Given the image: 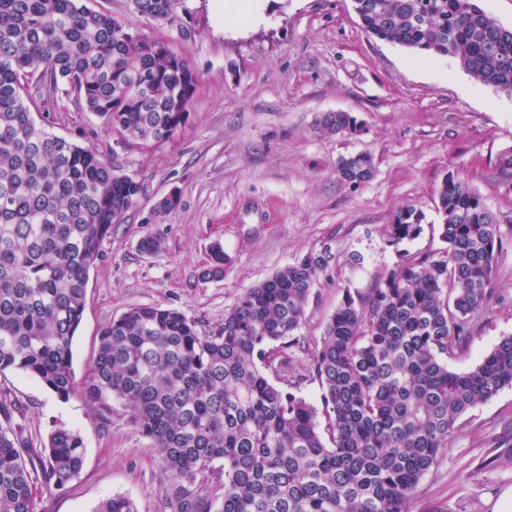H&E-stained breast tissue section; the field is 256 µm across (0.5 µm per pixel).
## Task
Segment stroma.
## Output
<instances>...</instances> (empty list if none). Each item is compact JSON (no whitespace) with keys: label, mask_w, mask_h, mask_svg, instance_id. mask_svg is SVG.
<instances>
[{"label":"stroma","mask_w":512,"mask_h":512,"mask_svg":"<svg viewBox=\"0 0 512 512\" xmlns=\"http://www.w3.org/2000/svg\"><path fill=\"white\" fill-rule=\"evenodd\" d=\"M185 0L190 38L148 23L130 0H85L125 19L183 54L198 85L185 124L147 151L116 144L100 120L66 98L53 132L92 146L120 173L144 186L137 205L113 225L89 271L86 307L72 342L76 383L89 375L101 328L137 306L175 308L200 332L215 330L245 291L306 253L332 260L311 289L299 331L318 344L344 291L367 292L396 268L403 253L442 249L436 191L447 174L466 180L499 215L503 249L495 293L474 321L466 349L449 361L463 372L512 334V188L482 173L512 147V95L477 83L450 58L424 59L367 36L352 0ZM349 112L356 132L323 135L324 113ZM372 152L368 183L343 182L341 157ZM178 191V208L158 202ZM408 204L425 214L418 237L393 245L385 229ZM160 254L144 253V237ZM230 261L222 276L201 271L214 245ZM361 262H354V255ZM110 412L82 393L61 399L39 380L0 374V424L11 423L40 446L58 427L79 430L81 471L64 487L44 475L34 483L36 512H95L113 495L136 512H169L173 480L155 448L118 401ZM512 488V388L457 422L439 464L420 480L410 512H493Z\"/></svg>","instance_id":"obj_1"}]
</instances>
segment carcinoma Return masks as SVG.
Listing matches in <instances>:
<instances>
[{"mask_svg": "<svg viewBox=\"0 0 512 512\" xmlns=\"http://www.w3.org/2000/svg\"><path fill=\"white\" fill-rule=\"evenodd\" d=\"M352 2L368 36L453 58L477 82L512 94V29L479 0ZM180 7L182 0H135L133 11L188 37ZM196 87L181 53L83 0H0V373L33 376L61 399L75 392L72 341L90 267L143 192L31 109L65 110L63 90L115 139L150 148L186 122ZM354 129L348 112H327L318 125L324 134ZM337 172L365 184L374 157H342ZM485 177L512 181V149ZM436 208L445 247L405 254L367 293L345 291L306 374L294 379L288 363L311 288L329 266L326 251L245 291L211 332L160 305L131 308L101 329L85 399L126 407L183 482L168 497L171 512H211L189 486L216 461L224 470L218 512H409L457 420L512 388V335L470 370L448 368L494 294L498 216L453 174L439 185ZM423 220L413 204L397 210L389 243L418 237ZM227 262L214 246L201 278L221 276ZM307 379L321 386L319 407L299 395ZM84 448L75 430L56 428L32 448L0 424V512H35L29 466L63 487L81 469ZM95 512L135 509L114 495Z\"/></svg>", "mask_w": 512, "mask_h": 512, "instance_id": "cac0c4a2", "label": "carcinoma"}]
</instances>
